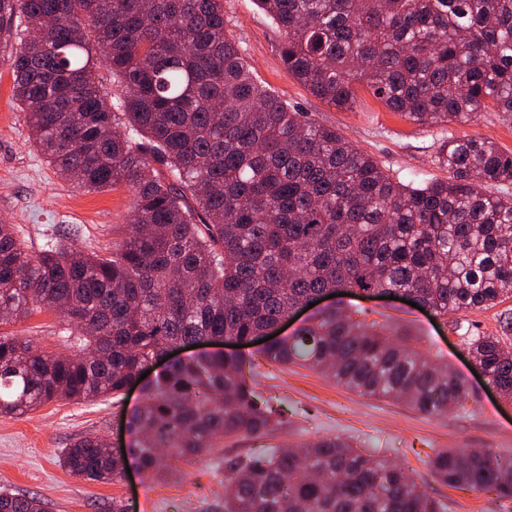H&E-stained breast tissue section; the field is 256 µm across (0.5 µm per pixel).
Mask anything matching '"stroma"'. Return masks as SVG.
<instances>
[{
  "mask_svg": "<svg viewBox=\"0 0 512 512\" xmlns=\"http://www.w3.org/2000/svg\"><path fill=\"white\" fill-rule=\"evenodd\" d=\"M230 30L239 38L258 82L300 111L336 129L373 156L402 182L444 177L436 161L439 144L469 135L487 138L512 152V115L484 112L467 123L418 125L390 112L364 84H357V106L342 111L314 98L293 78L279 53L281 34L256 0H224ZM0 219L14 225L17 238L40 252L59 231L77 228L67 244L84 253L119 251L133 222L126 187L93 191L60 177L34 146L27 114L12 97L9 64L0 61ZM365 310L407 343L448 365L468 390L465 408L432 417L391 399L345 389L307 368L264 362L258 346L244 353L257 362L258 389L283 404L288 418L273 442L284 448L305 446L326 436H349L357 450L403 466L428 492L441 497L448 512H512V499L441 485L425 465L444 448L492 449L512 457V402L474 371L466 348L452 329L469 321L484 332H499L512 318V298L480 311L441 318L385 297L360 293L319 300V308ZM67 322L55 311H42L9 326L40 350L75 353ZM140 393L92 402L58 401L17 417L0 416V491L39 497L47 512H107L112 498H124L129 512H224V461L246 455L258 445L245 436L217 443L204 459H165V476L131 472L117 483H99L70 474L60 463L69 444L85 436L111 438L114 451L128 445L124 425Z\"/></svg>",
  "mask_w": 512,
  "mask_h": 512,
  "instance_id": "1",
  "label": "stroma"
}]
</instances>
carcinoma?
Listing matches in <instances>:
<instances>
[{"instance_id": "carcinoma-1", "label": "carcinoma", "mask_w": 512, "mask_h": 512, "mask_svg": "<svg viewBox=\"0 0 512 512\" xmlns=\"http://www.w3.org/2000/svg\"><path fill=\"white\" fill-rule=\"evenodd\" d=\"M282 34L281 60L331 107L363 82L414 123L512 114V0H257ZM224 0H0V44L34 145L80 188L119 184L133 221L108 258L49 241L26 250L0 220V315L62 309L78 353L54 355L0 331V416L49 402L120 396L171 348L268 336L324 293L406 292L446 318L512 294V154L462 136L436 153L446 179L403 183L336 129L267 92L228 29ZM103 59L123 87L107 100ZM501 188L486 193L484 185ZM464 333L474 362L512 401L506 334ZM350 391L433 417L465 408L461 378L358 309L318 312L261 349ZM250 361L178 359L142 387L128 456L78 439L62 465L115 483L127 458L153 476L162 452L202 457L222 437L283 425ZM445 486L512 499V457L446 448L425 462ZM403 467L325 437L295 453L263 445L224 461V512H446ZM0 512H45L0 492Z\"/></svg>"}]
</instances>
